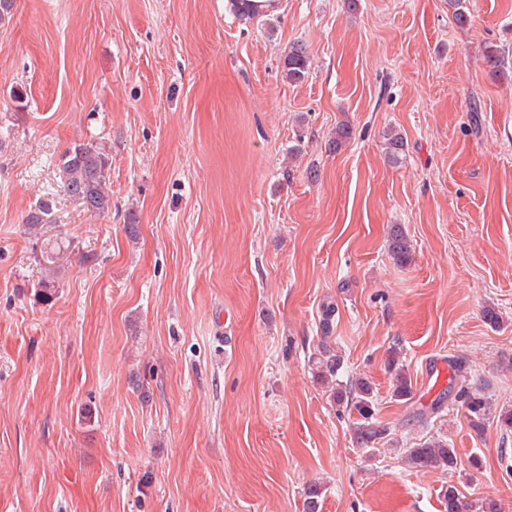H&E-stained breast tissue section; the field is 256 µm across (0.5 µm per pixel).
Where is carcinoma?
Segmentation results:
<instances>
[{"instance_id":"obj_1","label":"carcinoma","mask_w":512,"mask_h":512,"mask_svg":"<svg viewBox=\"0 0 512 512\" xmlns=\"http://www.w3.org/2000/svg\"><path fill=\"white\" fill-rule=\"evenodd\" d=\"M310 57L305 45L296 43L285 53L282 60L283 78L292 83L303 81L309 71ZM384 140L389 160L398 164L404 158L405 141L402 134L394 129L385 132ZM65 173V191L83 201L86 209L96 214H106L112 210V198L108 193L109 159L91 144H78L61 156ZM389 249L393 258L401 265L411 260V245L403 227L394 224L389 232ZM338 307L331 299H325L319 306V329L321 344L317 356L312 358L313 371L317 379L328 383L336 377L340 369V358L331 349L329 339L336 321ZM388 369L393 374V397L403 399L412 394V381L404 369L397 367L395 359H390ZM332 397L338 410L348 411L357 417L354 428L356 443L369 447L387 437L388 427L376 417V401L372 383L364 377H355L343 387L332 388ZM454 401L464 411L471 428L479 433L484 429L490 406L479 393V389L464 382L456 384ZM408 464L419 470L457 466L455 449L443 440H430L422 446L412 448L407 455ZM321 487L312 483L304 493L303 512H320ZM446 512H463L466 504L461 501L455 486H448L444 495Z\"/></svg>"}]
</instances>
